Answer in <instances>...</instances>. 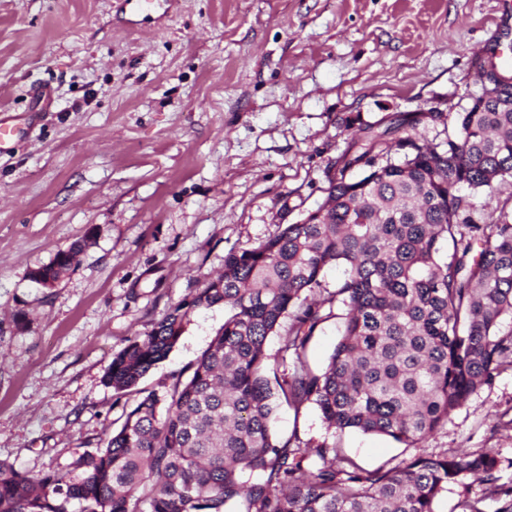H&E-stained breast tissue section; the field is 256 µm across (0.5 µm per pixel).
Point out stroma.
<instances>
[{"mask_svg": "<svg viewBox=\"0 0 512 512\" xmlns=\"http://www.w3.org/2000/svg\"><path fill=\"white\" fill-rule=\"evenodd\" d=\"M512 63V0H0V460L68 469L123 423L135 395L104 382L113 354L241 252L323 203L366 128L421 115L445 143L488 56ZM54 287L30 274L84 236ZM224 324L195 311L140 382L187 379ZM281 439L339 442L366 470L490 449L512 484V368L408 448L328 430L315 405L282 407ZM500 503L477 481L437 512Z\"/></svg>", "mask_w": 512, "mask_h": 512, "instance_id": "stroma-1", "label": "stroma"}]
</instances>
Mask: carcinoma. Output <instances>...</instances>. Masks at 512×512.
Masks as SVG:
<instances>
[{"instance_id":"carcinoma-1","label":"carcinoma","mask_w":512,"mask_h":512,"mask_svg":"<svg viewBox=\"0 0 512 512\" xmlns=\"http://www.w3.org/2000/svg\"><path fill=\"white\" fill-rule=\"evenodd\" d=\"M413 123L396 118L350 145L329 179L328 223L309 215L227 253L223 275L113 355L106 384L139 398L103 449L64 472L0 461V512H69L73 501L80 512H226L241 497L245 512H435L441 491L467 477L489 486L498 512H512L491 450L368 471L336 445L304 449L272 431L280 406L313 404L338 433L415 448L512 367V211L492 206L512 178V98L456 113L441 150L408 134ZM388 134L399 135L403 158L379 163ZM361 162L370 170L355 178ZM88 241L57 251L31 278L58 281ZM332 264L346 276L325 309L309 294ZM219 303L224 326L191 377L162 393L138 388L191 312ZM333 311L342 335L316 372L306 346ZM278 334L272 358L265 346Z\"/></svg>"}]
</instances>
